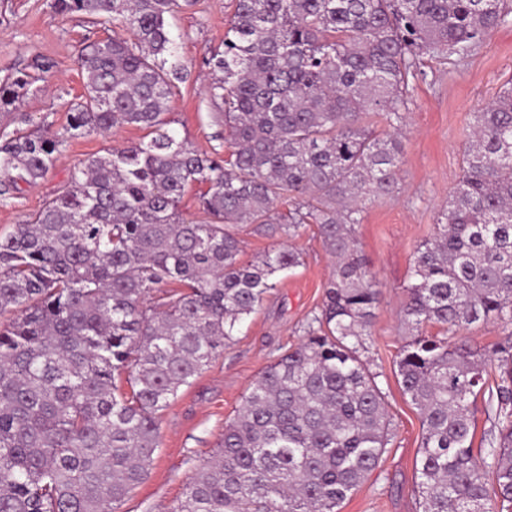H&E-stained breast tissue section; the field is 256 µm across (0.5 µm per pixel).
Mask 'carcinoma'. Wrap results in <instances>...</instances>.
Instances as JSON below:
<instances>
[{
  "label": "carcinoma",
  "instance_id": "obj_1",
  "mask_svg": "<svg viewBox=\"0 0 512 512\" xmlns=\"http://www.w3.org/2000/svg\"><path fill=\"white\" fill-rule=\"evenodd\" d=\"M233 2L224 52L208 60L231 138L224 159L163 118L185 70L168 16L191 0H54L132 40L82 49L86 93L65 127L0 140V199L46 177L71 138L133 125L149 140L81 163L0 236V316L11 315L0 324V512H120L148 476L160 411L224 352L277 274L300 265L285 246L240 264L231 224L290 240L314 224L336 262L302 342L253 383L169 512H338L386 450L385 395L358 355L378 297L354 227L398 190L410 88L427 77L420 56L466 60L512 24V0ZM35 81L20 71L1 82L0 110ZM194 183L208 185L201 224L179 211ZM411 279L404 320L416 329L512 325V86L473 113L461 179ZM396 365L422 419V512H512V335L489 354L419 334ZM484 391L497 433L480 464ZM488 392H486L485 397L483 399V395L478 397L477 406L478 412L476 414V429H475V439H474V453L477 454L478 448H486V438L489 437V434L494 431V414L490 411L486 410L485 401L487 400Z\"/></svg>",
  "mask_w": 512,
  "mask_h": 512
}]
</instances>
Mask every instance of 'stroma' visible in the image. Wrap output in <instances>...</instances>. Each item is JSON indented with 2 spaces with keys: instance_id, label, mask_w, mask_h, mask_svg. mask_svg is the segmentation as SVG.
I'll return each mask as SVG.
<instances>
[{
  "instance_id": "obj_1",
  "label": "stroma",
  "mask_w": 512,
  "mask_h": 512,
  "mask_svg": "<svg viewBox=\"0 0 512 512\" xmlns=\"http://www.w3.org/2000/svg\"><path fill=\"white\" fill-rule=\"evenodd\" d=\"M232 12L230 0H196L170 20L186 77L169 100L167 128L210 156L230 153L222 110L209 93L213 75L207 61L223 51ZM113 31L111 23L94 17L58 14L52 0H0V80L38 57L52 63L15 108L0 110V137L54 132L66 125L70 105L84 93L81 50ZM424 68L427 78L415 84L406 115L399 188L367 204L355 227L380 293L360 358L385 394L393 438L377 468L341 504L340 512H421L414 493L421 419L401 390L396 366L399 350L411 338L403 317L406 287L414 251L435 232L437 217L461 175L473 112L512 80V25L494 31L454 68L430 60ZM145 135V130L126 126L107 135L68 140L44 179L0 200V235L38 211L80 163L109 148L139 143ZM294 245L301 265L279 275L277 288L238 326L223 355L181 387L160 412L149 474L121 512H166L182 496L196 468L210 460L225 425L264 368L301 341V326L320 308L332 267L315 225L302 230Z\"/></svg>"
}]
</instances>
